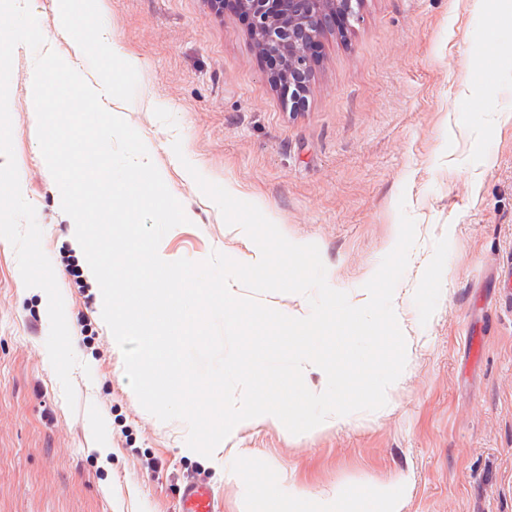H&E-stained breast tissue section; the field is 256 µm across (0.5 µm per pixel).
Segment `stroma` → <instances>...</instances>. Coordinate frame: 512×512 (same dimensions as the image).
<instances>
[{"mask_svg": "<svg viewBox=\"0 0 512 512\" xmlns=\"http://www.w3.org/2000/svg\"><path fill=\"white\" fill-rule=\"evenodd\" d=\"M362 16L323 36L308 103L293 112L235 11L109 0L103 15L139 62L144 103L124 118L189 216L161 240L173 259L247 252L188 162L289 240L316 244L331 287L352 298L400 211L416 243L398 292L417 288L435 240H449L437 309L427 324L407 322L411 361L383 414L314 434L245 427L209 458L187 447L185 422L158 420L128 383L31 134V50L16 47L15 159L80 365L71 407L46 349L44 292L25 286L14 248L0 246V512H175L186 475L211 485L221 512H256L245 483L275 475L314 494L406 477L404 512H512V300L495 286L512 274V0H365ZM493 20L503 25L495 43Z\"/></svg>", "mask_w": 512, "mask_h": 512, "instance_id": "1", "label": "stroma"}]
</instances>
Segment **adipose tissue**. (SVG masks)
<instances>
[{"label": "adipose tissue", "instance_id": "adipose-tissue-1", "mask_svg": "<svg viewBox=\"0 0 512 512\" xmlns=\"http://www.w3.org/2000/svg\"><path fill=\"white\" fill-rule=\"evenodd\" d=\"M249 492L257 497L261 512H403L409 483L402 478L328 496L306 495L275 483L250 487Z\"/></svg>", "mask_w": 512, "mask_h": 512}]
</instances>
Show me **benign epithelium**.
<instances>
[{"mask_svg":"<svg viewBox=\"0 0 512 512\" xmlns=\"http://www.w3.org/2000/svg\"><path fill=\"white\" fill-rule=\"evenodd\" d=\"M222 12L230 4L247 14L249 34L267 63V79L288 93L292 111L305 107L312 89L310 57L339 19L358 21L364 0H208Z\"/></svg>","mask_w":512,"mask_h":512,"instance_id":"benign-epithelium-1","label":"benign epithelium"}]
</instances>
